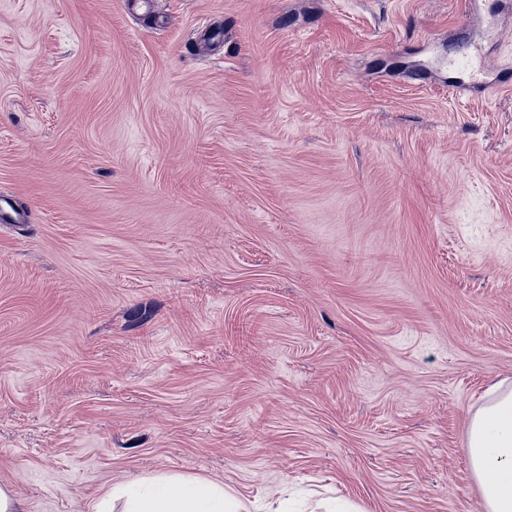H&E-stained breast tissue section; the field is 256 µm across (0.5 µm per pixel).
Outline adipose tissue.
Instances as JSON below:
<instances>
[{"label": "adipose tissue", "mask_w": 512, "mask_h": 512, "mask_svg": "<svg viewBox=\"0 0 512 512\" xmlns=\"http://www.w3.org/2000/svg\"><path fill=\"white\" fill-rule=\"evenodd\" d=\"M467 458L483 512H512V384L500 381L485 394L467 422ZM248 512L241 495L194 476L153 477L102 492L91 512Z\"/></svg>", "instance_id": "obj_1"}]
</instances>
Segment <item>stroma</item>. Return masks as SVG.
I'll use <instances>...</instances> for the list:
<instances>
[{"label":"stroma","mask_w":512,"mask_h":512,"mask_svg":"<svg viewBox=\"0 0 512 512\" xmlns=\"http://www.w3.org/2000/svg\"><path fill=\"white\" fill-rule=\"evenodd\" d=\"M484 0H0V485L192 474L481 512L512 378V85ZM467 458L483 512H512V385L490 388L467 422Z\"/></svg>","instance_id":"stroma-1"}]
</instances>
